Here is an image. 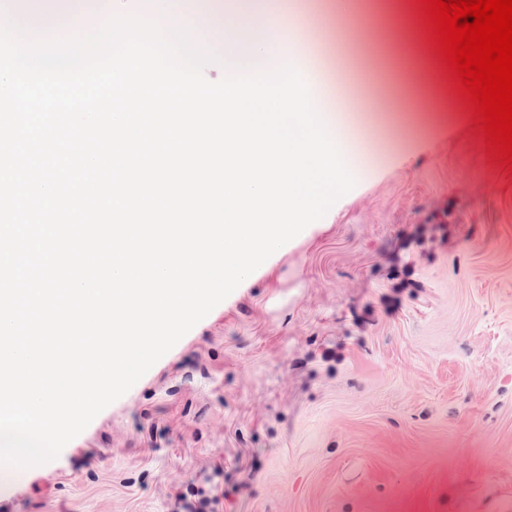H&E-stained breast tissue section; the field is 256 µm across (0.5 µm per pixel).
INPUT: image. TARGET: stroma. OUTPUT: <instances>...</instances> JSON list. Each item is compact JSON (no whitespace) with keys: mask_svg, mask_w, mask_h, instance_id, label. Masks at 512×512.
<instances>
[{"mask_svg":"<svg viewBox=\"0 0 512 512\" xmlns=\"http://www.w3.org/2000/svg\"><path fill=\"white\" fill-rule=\"evenodd\" d=\"M321 35L377 166L0 512H512V175L416 0Z\"/></svg>","mask_w":512,"mask_h":512,"instance_id":"1","label":"stroma"}]
</instances>
